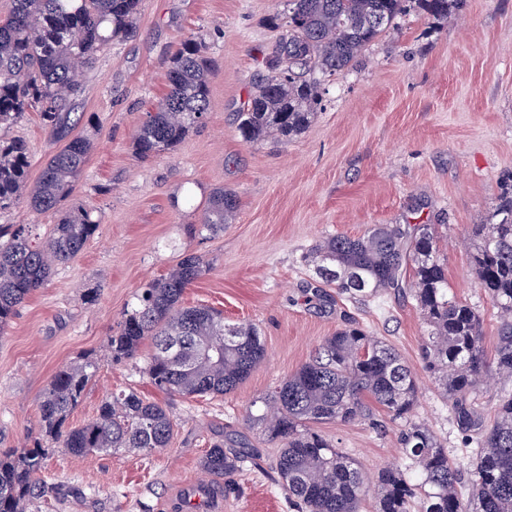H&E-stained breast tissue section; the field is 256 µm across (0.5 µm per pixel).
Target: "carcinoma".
<instances>
[{
    "mask_svg": "<svg viewBox=\"0 0 512 512\" xmlns=\"http://www.w3.org/2000/svg\"><path fill=\"white\" fill-rule=\"evenodd\" d=\"M142 0H11L0 17V128L29 109L40 113L61 147L38 178L29 179V152L19 140L0 138V210L24 200L36 214L54 217L41 245L31 244L27 224L0 225V332L20 305L42 287L54 268L74 259L99 223L84 210H60L81 178L94 141L74 130L79 118L69 107L85 72L115 40L133 36ZM408 0H287L288 29L267 63L268 76L237 113L246 143L301 134L315 115L322 78L349 70L385 37L406 11ZM434 18L456 13L463 0H416ZM212 66L202 41L191 36L173 54L168 90L146 113L134 147L143 157L176 146L209 112ZM237 209L229 191L213 192L201 218L212 234L224 230ZM471 271L500 314L493 364L512 378V179L503 181L489 223L471 227ZM432 225L374 224L357 237L336 234L307 256L320 285L305 289L307 301H329L321 285L352 299L383 293L410 295L428 326L422 360L450 405L458 430L476 448L462 470L438 436L414 420L418 384L411 366L391 344L367 333L353 317L325 339L308 361L259 398L263 425L278 448L275 470L289 503L299 512H358L374 487L375 512H512V392L503 391L493 420L484 417L478 388L488 366L482 319L470 304L449 294L448 275L437 259ZM206 271L188 254L163 278L137 294L110 336L112 359L134 357L145 339L153 354L148 374L160 390L185 398L218 397L235 391L266 356L263 337L251 324H226L222 312L205 305L184 307L182 295ZM86 358L57 371L46 389L40 416L47 442L75 455L109 454L134 448L145 454L170 446L174 422L168 406L135 392L102 400L88 423L68 419L95 377ZM405 421L402 454L415 477L386 467L375 481L311 425L364 422L379 427L374 407ZM46 449L0 453V512H27L45 496L40 474ZM260 456L241 435L208 449L201 468L224 492L245 463Z\"/></svg>",
    "mask_w": 512,
    "mask_h": 512,
    "instance_id": "cac0c4a2",
    "label": "carcinoma"
}]
</instances>
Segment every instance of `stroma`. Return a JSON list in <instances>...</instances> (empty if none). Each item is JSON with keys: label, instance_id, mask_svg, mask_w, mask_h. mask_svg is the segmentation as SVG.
<instances>
[{"label": "stroma", "instance_id": "1", "mask_svg": "<svg viewBox=\"0 0 512 512\" xmlns=\"http://www.w3.org/2000/svg\"><path fill=\"white\" fill-rule=\"evenodd\" d=\"M286 21L285 0H143L135 37L115 42L88 72L74 109L95 148L63 206L91 212L100 227L0 335V452L42 440L40 404L52 376L87 357L98 371L71 426L91 421L106 396L134 390L168 405L174 435L169 448L149 456L50 448L42 472L49 492L30 512H186V487L201 484L200 460L229 428L245 433L263 461L244 465L237 493L216 489L220 512H294L274 479L276 450L246 414L348 315L412 366L416 420L451 458L469 464L473 448L424 367L427 326L414 301L385 293L321 306L302 290L314 278L306 257L325 237L358 236L374 224H431L450 292L478 309L484 346L494 352L496 309L473 281L468 231L487 222L501 179L512 172V0H463L454 21L409 0L390 36L346 73L324 79L322 106L302 134L247 143L236 114L266 75ZM193 34L214 66L206 118L171 150L140 157L135 132L167 91L173 53ZM0 136L26 142L33 179L57 148L36 112ZM218 187L236 194L238 208L213 235L200 220ZM189 253L207 269L186 288L183 305H208L225 322L256 326L267 349L249 378L222 397L157 389L147 371L151 342L121 362L108 349L138 290ZM380 421L378 430L336 422L317 430L366 475L407 467L398 445L403 421Z\"/></svg>", "mask_w": 512, "mask_h": 512}]
</instances>
